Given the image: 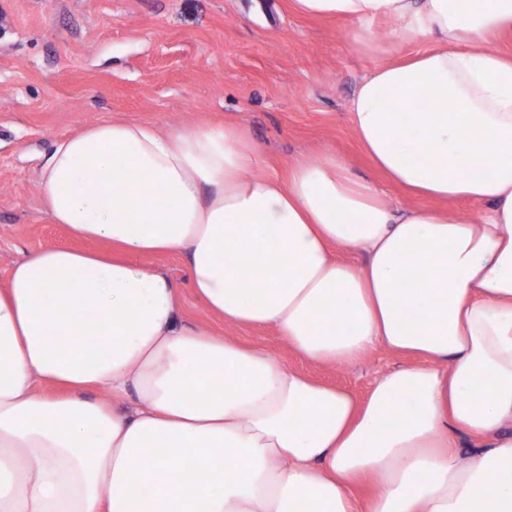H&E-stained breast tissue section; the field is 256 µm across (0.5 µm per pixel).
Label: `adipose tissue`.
<instances>
[{"mask_svg": "<svg viewBox=\"0 0 512 512\" xmlns=\"http://www.w3.org/2000/svg\"><path fill=\"white\" fill-rule=\"evenodd\" d=\"M289 5L379 57L350 126L411 204L333 153L258 172L235 124L54 142L50 220L110 249L43 248L0 286V512H512V0ZM170 253L226 333L185 324L178 284L139 262ZM243 326L318 364L419 362L362 400L242 345Z\"/></svg>", "mask_w": 512, "mask_h": 512, "instance_id": "1", "label": "adipose tissue"}]
</instances>
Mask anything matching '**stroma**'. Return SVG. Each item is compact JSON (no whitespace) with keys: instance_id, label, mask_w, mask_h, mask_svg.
Instances as JSON below:
<instances>
[{"instance_id":"obj_1","label":"stroma","mask_w":512,"mask_h":512,"mask_svg":"<svg viewBox=\"0 0 512 512\" xmlns=\"http://www.w3.org/2000/svg\"><path fill=\"white\" fill-rule=\"evenodd\" d=\"M374 64L353 51L349 24L297 15L289 0H0V285L41 248L96 246L46 214L39 174L53 142L104 120L164 133L228 122L257 144L261 171L284 177L296 160L334 153L368 176L349 112ZM141 262L179 284L185 323L223 332L190 290L181 255ZM236 336L361 398L411 362L378 350L330 368L296 355L273 329Z\"/></svg>"}]
</instances>
